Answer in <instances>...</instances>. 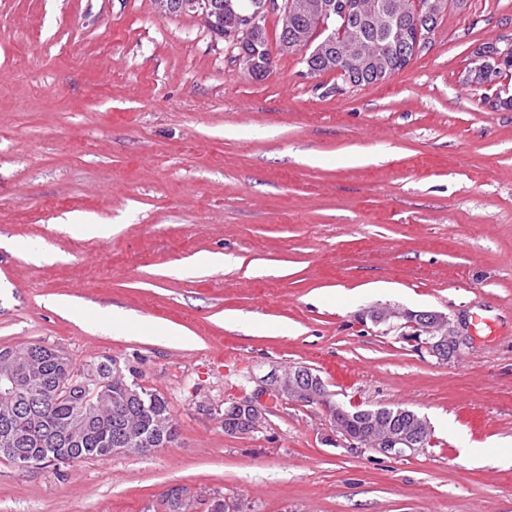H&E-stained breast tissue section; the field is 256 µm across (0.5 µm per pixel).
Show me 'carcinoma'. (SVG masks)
<instances>
[{
  "instance_id": "obj_1",
  "label": "carcinoma",
  "mask_w": 512,
  "mask_h": 512,
  "mask_svg": "<svg viewBox=\"0 0 512 512\" xmlns=\"http://www.w3.org/2000/svg\"><path fill=\"white\" fill-rule=\"evenodd\" d=\"M358 5L360 13L349 18L348 27L340 38L357 39L363 49L370 51L368 67H362L357 56L336 55L330 65H320L316 74L336 71L342 80H356L363 85L380 81L385 75L409 65L390 48L381 21L369 15L368 7L375 0H346ZM62 372L55 360L44 357L39 362V376L33 382L34 390H55ZM26 409L9 420L1 417L11 403V398L0 395V432L6 430L15 437V448L21 453H40L49 459L53 456L69 458V461L90 457H105L118 447V437L128 431H139L145 443L138 450L147 454L164 444H172L177 432L170 413L167 399L159 391L143 385L131 392L121 379H114L102 399L94 400L97 409L81 438V451L70 453L58 443V437L78 411L83 408L84 394L75 387L70 394L60 400L48 399L41 402L36 397L23 398Z\"/></svg>"
}]
</instances>
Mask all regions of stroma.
Masks as SVG:
<instances>
[{"label":"stroma","mask_w":512,"mask_h":512,"mask_svg":"<svg viewBox=\"0 0 512 512\" xmlns=\"http://www.w3.org/2000/svg\"><path fill=\"white\" fill-rule=\"evenodd\" d=\"M510 39L512 0H462L385 82L299 53L256 80L155 0H0V350L116 358L177 426L145 455L0 457V512H168L175 488L196 512H512V109L462 82ZM386 305L445 314L458 357L366 319ZM297 365L343 405L414 411L431 445L356 447L291 400L225 435V406Z\"/></svg>","instance_id":"stroma-1"}]
</instances>
